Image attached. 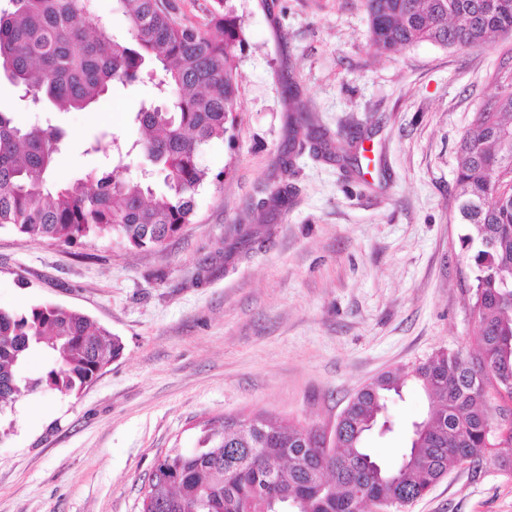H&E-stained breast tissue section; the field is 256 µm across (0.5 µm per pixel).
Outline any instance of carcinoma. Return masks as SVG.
Segmentation results:
<instances>
[{"mask_svg": "<svg viewBox=\"0 0 512 512\" xmlns=\"http://www.w3.org/2000/svg\"><path fill=\"white\" fill-rule=\"evenodd\" d=\"M130 37L119 40L92 15L89 0H8L0 7V68L33 107L83 110L114 85L151 84L155 97L133 117L141 137L97 140L106 164L66 185L51 173L66 144L55 125L23 128L0 111V228L39 242L75 246L116 238L158 249L192 223L195 196L211 181L199 162L211 142L234 139L240 108L238 51L245 43L229 0H215L207 31L176 21L168 0H117ZM368 38L381 52L432 42L472 48L512 37V0H365ZM138 152L163 186L123 177ZM512 85L492 97L462 134L456 167L462 247L476 272L471 311L479 327L475 354L441 349L387 372L349 401L326 458L309 444V428L256 413L248 423L201 425V450L172 448L152 466L140 512H365L364 496L391 499L402 512L449 470L467 462L479 470L494 455L512 470V429H491L496 399L512 401ZM51 360L29 379L30 352ZM122 344L86 314L54 305L18 313L0 308V411L38 389L80 391ZM434 398L426 419L412 424L396 464L366 448L377 422L391 430L387 394L407 383ZM279 494L265 496L268 478Z\"/></svg>", "mask_w": 512, "mask_h": 512, "instance_id": "obj_1", "label": "carcinoma"}]
</instances>
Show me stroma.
Wrapping results in <instances>:
<instances>
[{
	"label": "stroma",
	"mask_w": 512,
	"mask_h": 512,
	"mask_svg": "<svg viewBox=\"0 0 512 512\" xmlns=\"http://www.w3.org/2000/svg\"><path fill=\"white\" fill-rule=\"evenodd\" d=\"M231 3L246 38L241 106L234 139L201 157L214 180L194 223L148 251L0 229V308L77 309L124 346L80 393L38 391L0 414V512H140L157 456L195 447L202 421L264 412L330 429L374 378L478 334L456 146L512 82V41L381 54L364 0ZM149 90L38 111L1 76L0 110L67 130L53 173L64 185L103 162L85 151L95 137L137 138L131 114ZM298 103L328 137L362 141L369 163L293 150ZM278 186L288 202L274 208ZM430 404L405 387L388 402L392 431L367 447L393 464ZM405 512H512V475L457 467Z\"/></svg>",
	"instance_id": "1"
}]
</instances>
